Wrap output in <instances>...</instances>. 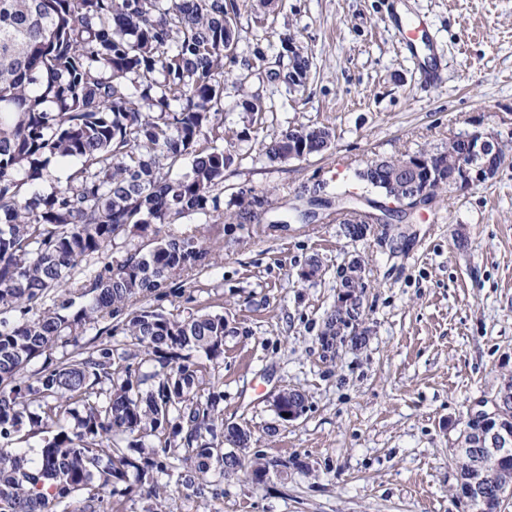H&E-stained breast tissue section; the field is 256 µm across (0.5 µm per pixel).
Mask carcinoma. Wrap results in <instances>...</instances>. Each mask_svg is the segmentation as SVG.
Returning <instances> with one entry per match:
<instances>
[{
	"mask_svg": "<svg viewBox=\"0 0 512 512\" xmlns=\"http://www.w3.org/2000/svg\"><path fill=\"white\" fill-rule=\"evenodd\" d=\"M238 0H0V437L27 429L36 435L64 415L74 420L45 440L30 472L26 456L0 448V512H53L87 491L81 512H114L137 483L153 485V470L167 464L137 456L143 438L160 447L183 446L190 471L234 473L243 463L224 445L246 448L251 432L218 421L222 394L204 379L206 366L183 352L224 354L232 330L220 314L170 317L133 302L166 294L174 280L213 264L212 249L196 234L169 233L148 252L133 244L121 258L75 277L98 262L109 243L156 224L201 214L224 223H259L264 196L241 186L220 210L224 174L234 164L220 124L224 112L242 115V139L262 123L270 106L252 88L255 62L228 57L238 46ZM294 44L284 74L310 68L307 51ZM234 77L237 98L224 96V73ZM298 142L290 130L264 146L271 161L303 148L325 150L326 127ZM458 137L435 153L452 165ZM77 160L66 187L48 194L32 190L52 160ZM190 160L179 178L171 172ZM53 294L57 303L38 315L11 322L9 310L37 304ZM87 298L77 307L75 298ZM363 303L347 319L363 318ZM110 321L105 333L128 342L79 349L59 359L52 351L77 330ZM345 319V320H347ZM345 320L334 310L323 337L345 342ZM159 363L147 375L132 368L131 348ZM44 367L34 382L22 376L35 359ZM286 408L304 410L296 391L279 395ZM478 449L456 455L458 492L479 486L501 508V486L512 481V448L486 461L494 479L471 469Z\"/></svg>",
	"mask_w": 512,
	"mask_h": 512,
	"instance_id": "cac0c4a2",
	"label": "carcinoma"
}]
</instances>
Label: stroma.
<instances>
[{
  "label": "stroma",
  "instance_id": "stroma-1",
  "mask_svg": "<svg viewBox=\"0 0 512 512\" xmlns=\"http://www.w3.org/2000/svg\"><path fill=\"white\" fill-rule=\"evenodd\" d=\"M240 4L239 57L257 45L275 56L297 35L311 53L307 84L261 83L271 110L235 144L221 200L254 187L268 200L261 223L176 220L208 238L214 263L195 287L150 305L179 319L201 309L228 317L233 332L209 373L223 393L218 413L250 429L246 462L288 469L262 483L213 470L187 486L173 448L154 474L159 495L134 487L120 512H453L459 422L491 409L512 374V0H282L261 20L252 0ZM398 15L426 21L437 82L411 60ZM311 124L331 128L327 150L285 162L263 155L282 131ZM475 129L505 145L501 170L439 194L413 223L377 224L352 240L332 213L277 222L320 185L378 199L358 176L368 162L436 152ZM313 258L320 272L301 279ZM355 260L365 269V340L341 344L329 361L318 337L337 275ZM286 388L307 406L283 427L274 400Z\"/></svg>",
  "mask_w": 512,
  "mask_h": 512
}]
</instances>
